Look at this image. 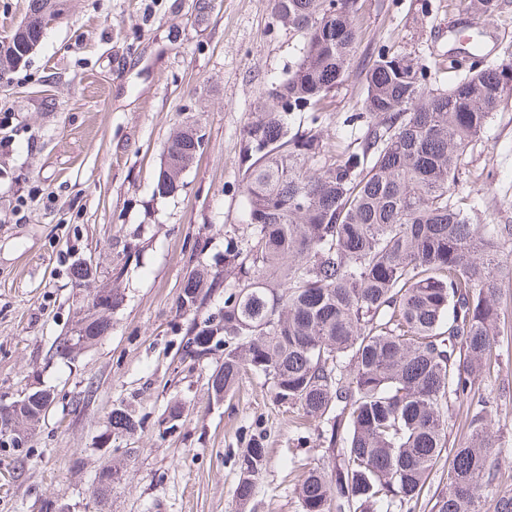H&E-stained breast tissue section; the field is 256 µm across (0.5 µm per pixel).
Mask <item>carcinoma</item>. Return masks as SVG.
Segmentation results:
<instances>
[{"mask_svg":"<svg viewBox=\"0 0 512 512\" xmlns=\"http://www.w3.org/2000/svg\"><path fill=\"white\" fill-rule=\"evenodd\" d=\"M59 0H29L26 24L0 42V78L37 42L34 15L61 12ZM274 14L304 47L288 77L271 84L288 111L268 98L244 129L242 189L247 236L231 237L224 267L236 271L224 315L191 320L183 357L224 345L208 378L215 397L249 371L271 380L276 398L325 420L336 463L310 468L298 488L303 512H380L418 501L448 457V491L432 512H512V495L487 503L498 455L495 416L478 384L497 370L502 286L512 283V225L476 224L456 192L461 161L512 94V62L468 68L443 85L425 64L378 50L364 75L365 127L357 151L335 153L316 134L291 131L295 112L322 118L328 95L347 81L360 31L357 0H273ZM200 129L169 137L155 194L182 187L202 147ZM223 286L203 264L183 284L180 307L197 310ZM89 337L111 329L91 314ZM473 407L468 432L449 444L455 405ZM48 400L23 406L35 427ZM115 435L140 420L112 409ZM265 449L253 442L240 461L235 494L253 495Z\"/></svg>","mask_w":512,"mask_h":512,"instance_id":"1","label":"carcinoma"}]
</instances>
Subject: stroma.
Listing matches in <instances>:
<instances>
[{
    "label": "stroma",
    "instance_id": "stroma-1",
    "mask_svg": "<svg viewBox=\"0 0 512 512\" xmlns=\"http://www.w3.org/2000/svg\"><path fill=\"white\" fill-rule=\"evenodd\" d=\"M63 0L25 65L0 81V395L28 388L54 400L27 447L0 448V512H242L239 459L253 441L266 450L255 493L243 512H302V468L329 469L319 435L278 400L270 380L248 373L224 399L207 385L223 348L183 358L192 318L220 319L224 293L198 312L181 309L189 270L223 272L224 240L243 222V129L272 82L287 78L304 40L283 25L271 0ZM498 32L465 0H358L361 41L352 74L327 98L312 126L328 147L358 149L364 130L346 124L364 96L362 76L379 48L438 65V79L467 30L481 32L489 60L512 61V0H499ZM196 124L203 145L181 189L155 195L153 176L169 136ZM459 193L480 224L512 225V97L464 157ZM29 202L16 208L17 196ZM93 263L98 288L120 301L112 329L94 345L61 357L56 345L75 325L86 288L71 271ZM505 334L499 370L479 392L498 404L500 453L486 500L512 493V287L502 289ZM125 405L135 434L114 435L109 414ZM118 475L94 495L104 465Z\"/></svg>",
    "mask_w": 512,
    "mask_h": 512
}]
</instances>
